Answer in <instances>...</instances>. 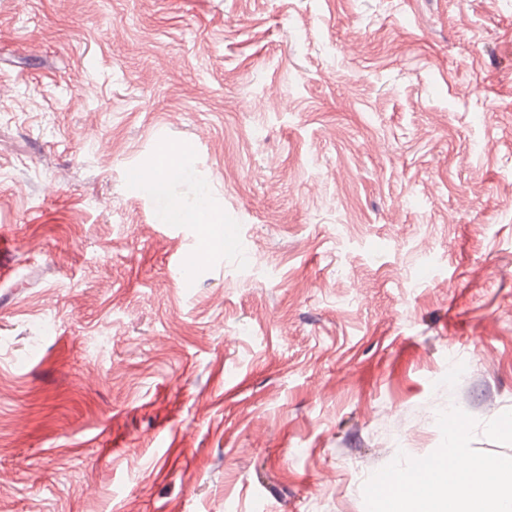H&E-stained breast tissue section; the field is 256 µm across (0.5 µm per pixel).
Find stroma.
Returning a JSON list of instances; mask_svg holds the SVG:
<instances>
[{"label":"stroma","instance_id":"1","mask_svg":"<svg viewBox=\"0 0 512 512\" xmlns=\"http://www.w3.org/2000/svg\"><path fill=\"white\" fill-rule=\"evenodd\" d=\"M1 228L0 512H365L512 409V0H0ZM188 163V151L183 148H175L168 152L164 160L149 169L144 174L151 177L154 192L161 193L167 189L170 182L177 179ZM207 219L205 224H209L206 234L205 242L207 253L222 252L224 249V227H221L219 219L207 210Z\"/></svg>","mask_w":512,"mask_h":512}]
</instances>
